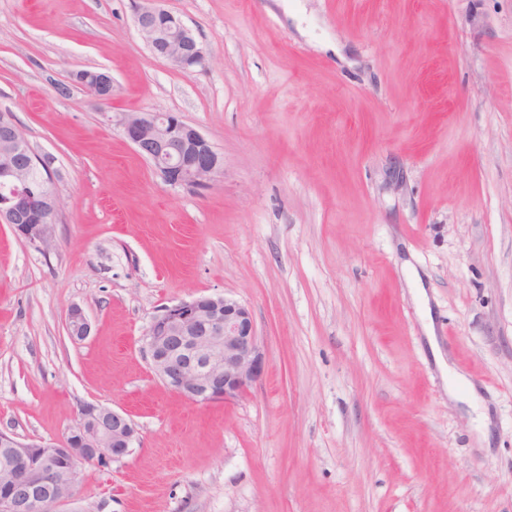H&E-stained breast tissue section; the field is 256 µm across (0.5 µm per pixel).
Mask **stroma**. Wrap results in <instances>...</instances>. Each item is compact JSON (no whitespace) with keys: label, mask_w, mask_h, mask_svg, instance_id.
I'll list each match as a JSON object with an SVG mask.
<instances>
[{"label":"stroma","mask_w":512,"mask_h":512,"mask_svg":"<svg viewBox=\"0 0 512 512\" xmlns=\"http://www.w3.org/2000/svg\"><path fill=\"white\" fill-rule=\"evenodd\" d=\"M143 3L0 0V112L61 200L49 250L0 223V431L127 411L131 452L78 476L91 512H512V0H159L190 73ZM80 70L104 107L58 94ZM106 111L176 113L222 175L169 186ZM212 294L266 370L201 405L143 338ZM135 23L139 34L158 59L184 72L206 64V56L191 30L172 12L159 5L138 8ZM82 70L76 72L73 75L71 84L73 86L78 85L81 86L86 93H90L91 90H96L97 92L100 89L107 88L110 91L112 90V76L105 72H94L93 78L83 77ZM66 326L74 341L85 340L91 332L90 322L79 306H72L68 309Z\"/></svg>","instance_id":"1"}]
</instances>
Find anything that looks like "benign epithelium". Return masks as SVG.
I'll return each instance as SVG.
<instances>
[{
	"label": "benign epithelium",
	"mask_w": 512,
	"mask_h": 512,
	"mask_svg": "<svg viewBox=\"0 0 512 512\" xmlns=\"http://www.w3.org/2000/svg\"><path fill=\"white\" fill-rule=\"evenodd\" d=\"M139 34L152 54L183 72L206 64L191 30L159 5L139 8ZM72 85L86 92L112 89V76L78 71ZM123 137L148 160L163 181L174 187L203 188L220 173L213 145L193 126L171 112H115L106 116ZM8 159L0 161V184L10 188L0 221L13 224L27 241L48 249L53 225L43 214L55 213L60 199L51 187L41 198L28 191L32 171L49 170L50 160L31 148L13 117L0 116ZM66 326L75 341L85 340L91 325L82 308L68 309ZM151 367L166 387L197 404L229 403L243 396L266 367L252 311L238 299L203 295L161 309L143 338ZM138 439L130 415L86 401L75 424L60 439L22 441L0 432V512H89L78 505L75 477L99 458L118 460Z\"/></svg>",
	"instance_id": "benign-epithelium-1"
}]
</instances>
